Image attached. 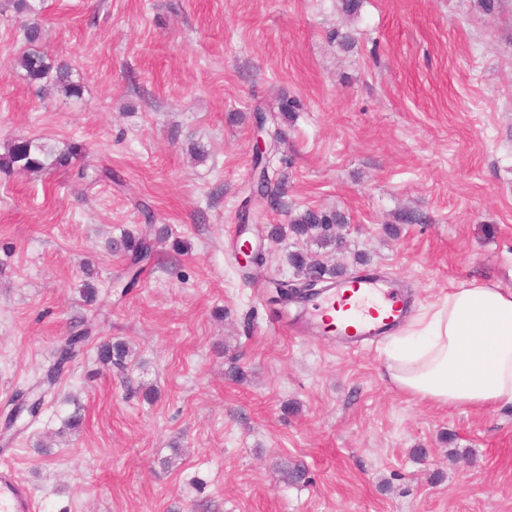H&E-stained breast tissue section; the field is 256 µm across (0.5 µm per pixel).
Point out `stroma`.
<instances>
[{"instance_id": "stroma-1", "label": "stroma", "mask_w": 512, "mask_h": 512, "mask_svg": "<svg viewBox=\"0 0 512 512\" xmlns=\"http://www.w3.org/2000/svg\"><path fill=\"white\" fill-rule=\"evenodd\" d=\"M28 5L0 0V151L78 144L115 178L82 191L71 167L0 170V418L63 336L134 351L123 373L84 349L39 418L0 438L38 512H512V404L438 408L388 382L389 340L348 352L278 329L302 310L276 297L303 246L268 235L340 211L341 248L308 251L387 274L417 313L476 279L512 289V0L490 15L475 0ZM35 21L80 96L17 64ZM286 98L300 107L269 153L283 208L244 229L255 110ZM142 201L168 234L125 293L106 240L144 224ZM245 241L263 264L234 256Z\"/></svg>"}]
</instances>
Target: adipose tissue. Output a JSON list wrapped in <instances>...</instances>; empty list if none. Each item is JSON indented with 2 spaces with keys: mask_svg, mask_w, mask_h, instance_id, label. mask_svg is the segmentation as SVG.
<instances>
[{
  "mask_svg": "<svg viewBox=\"0 0 512 512\" xmlns=\"http://www.w3.org/2000/svg\"><path fill=\"white\" fill-rule=\"evenodd\" d=\"M386 376L438 407L512 403V290L475 282L448 292L411 318Z\"/></svg>",
  "mask_w": 512,
  "mask_h": 512,
  "instance_id": "obj_1",
  "label": "adipose tissue"
}]
</instances>
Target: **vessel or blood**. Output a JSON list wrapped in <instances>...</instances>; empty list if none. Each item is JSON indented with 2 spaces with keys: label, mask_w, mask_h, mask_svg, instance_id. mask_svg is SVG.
Wrapping results in <instances>:
<instances>
[{
  "label": "vessel or blood",
  "mask_w": 512,
  "mask_h": 512,
  "mask_svg": "<svg viewBox=\"0 0 512 512\" xmlns=\"http://www.w3.org/2000/svg\"><path fill=\"white\" fill-rule=\"evenodd\" d=\"M411 311L409 299L385 276L353 277L324 288L313 305L312 329L351 350L377 343ZM0 512H37L28 484L10 467L0 469Z\"/></svg>",
  "instance_id": "b4317fda"
}]
</instances>
